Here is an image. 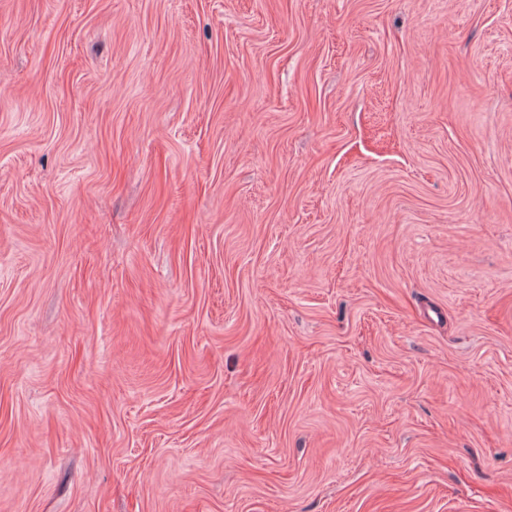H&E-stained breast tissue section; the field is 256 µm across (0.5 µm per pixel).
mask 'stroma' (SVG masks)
<instances>
[{
	"mask_svg": "<svg viewBox=\"0 0 512 512\" xmlns=\"http://www.w3.org/2000/svg\"><path fill=\"white\" fill-rule=\"evenodd\" d=\"M0 512H512V0H0Z\"/></svg>",
	"mask_w": 512,
	"mask_h": 512,
	"instance_id": "35a3bbf8",
	"label": "stroma"
}]
</instances>
